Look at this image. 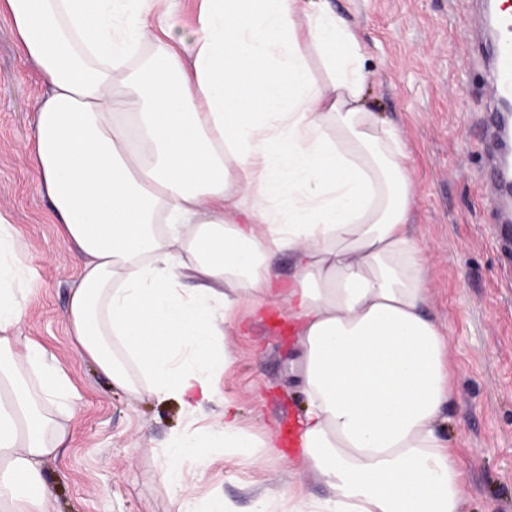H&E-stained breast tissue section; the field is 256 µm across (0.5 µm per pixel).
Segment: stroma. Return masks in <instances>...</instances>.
I'll list each match as a JSON object with an SVG mask.
<instances>
[{"instance_id":"stroma-1","label":"stroma","mask_w":512,"mask_h":512,"mask_svg":"<svg viewBox=\"0 0 512 512\" xmlns=\"http://www.w3.org/2000/svg\"><path fill=\"white\" fill-rule=\"evenodd\" d=\"M366 49L372 109L395 124L413 171V236L431 259L428 310L449 342L455 394L443 409L465 472L467 512H512V264L493 235L489 190L481 179L479 119L490 89L473 37L475 0H330ZM44 91L25 62L9 19L0 17V213L13 224L30 270L22 335L39 343L71 379L76 409L68 440L47 461L44 479L59 512H174L173 498L221 495L235 512H281L288 490L325 495L276 456L252 467L211 448L210 466L183 487H166L157 456L188 418L174 400L134 398L75 351L68 324L78 268L40 191L27 145ZM227 345L233 362L222 396L239 424L282 435L303 409L301 347L276 310L242 311Z\"/></svg>"}]
</instances>
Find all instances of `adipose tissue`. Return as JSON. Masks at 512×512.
Masks as SVG:
<instances>
[{
  "label": "adipose tissue",
  "instance_id": "adipose-tissue-1",
  "mask_svg": "<svg viewBox=\"0 0 512 512\" xmlns=\"http://www.w3.org/2000/svg\"><path fill=\"white\" fill-rule=\"evenodd\" d=\"M172 2L0 0L45 85L29 155L78 256V352L128 394L176 398L193 417L219 391L241 301L284 307L306 394L286 463L327 489L288 512H463L441 427L454 373L409 232V155L365 104L364 46L328 0H200L187 41L167 24ZM283 252L295 274L280 288ZM21 255L0 216V512H58L44 465L76 390L20 332ZM261 445L228 402L158 461L183 482L207 449L249 467Z\"/></svg>",
  "mask_w": 512,
  "mask_h": 512
}]
</instances>
